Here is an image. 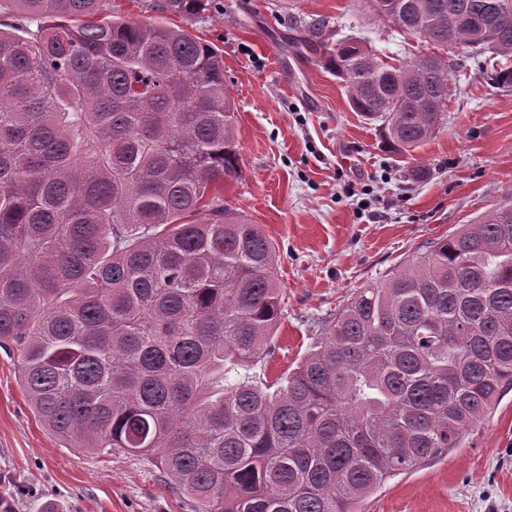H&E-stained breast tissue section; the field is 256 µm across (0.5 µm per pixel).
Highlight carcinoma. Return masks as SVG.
Listing matches in <instances>:
<instances>
[{
  "label": "carcinoma",
  "instance_id": "1",
  "mask_svg": "<svg viewBox=\"0 0 512 512\" xmlns=\"http://www.w3.org/2000/svg\"><path fill=\"white\" fill-rule=\"evenodd\" d=\"M0 28V348L66 448L147 456L195 512H360L512 389V198L355 289L297 366L245 371L283 314L260 225L214 204L238 177L224 57L108 0H9ZM202 0H164L189 17ZM496 0H366L432 52L322 45L398 151L447 118L448 56H512Z\"/></svg>",
  "mask_w": 512,
  "mask_h": 512
}]
</instances>
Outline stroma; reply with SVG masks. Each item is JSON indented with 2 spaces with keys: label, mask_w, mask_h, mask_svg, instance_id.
Returning a JSON list of instances; mask_svg holds the SVG:
<instances>
[{
  "label": "stroma",
  "mask_w": 512,
  "mask_h": 512,
  "mask_svg": "<svg viewBox=\"0 0 512 512\" xmlns=\"http://www.w3.org/2000/svg\"><path fill=\"white\" fill-rule=\"evenodd\" d=\"M161 0H112L104 16L182 24L220 49L235 103L238 179L224 204L261 225L276 252L284 317L250 376L294 369L325 320L362 283L427 240L512 195V91L466 60L448 122L420 148H386L350 108L319 40L365 37L401 60L420 46L369 19L362 0H205L190 19ZM364 512H512V390L461 447L388 480ZM145 457L63 447L35 417L18 352L0 349V512H193Z\"/></svg>",
  "instance_id": "1"
}]
</instances>
